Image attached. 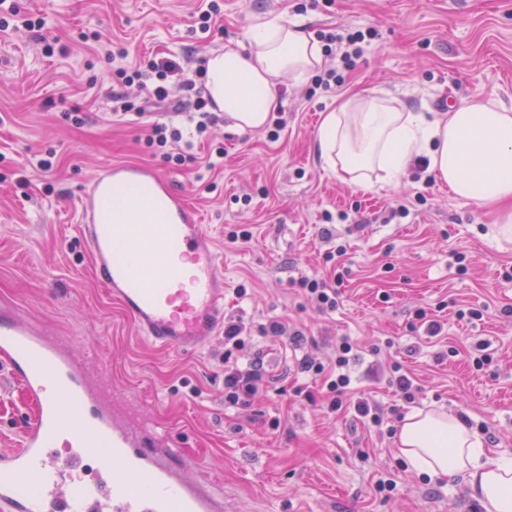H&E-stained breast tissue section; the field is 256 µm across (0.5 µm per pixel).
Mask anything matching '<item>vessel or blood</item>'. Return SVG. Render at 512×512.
Returning a JSON list of instances; mask_svg holds the SVG:
<instances>
[{
	"instance_id": "b4317fda",
	"label": "vessel or blood",
	"mask_w": 512,
	"mask_h": 512,
	"mask_svg": "<svg viewBox=\"0 0 512 512\" xmlns=\"http://www.w3.org/2000/svg\"><path fill=\"white\" fill-rule=\"evenodd\" d=\"M139 182L161 201L156 221L113 223L119 188ZM79 231L96 279L138 334L177 352L204 348L224 326V271L197 211L157 172L113 165L80 201ZM0 365L32 406L17 447L0 452V512H228L167 431L91 387L102 364L77 360L44 329L0 315Z\"/></svg>"
}]
</instances>
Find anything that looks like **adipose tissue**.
<instances>
[{"mask_svg": "<svg viewBox=\"0 0 512 512\" xmlns=\"http://www.w3.org/2000/svg\"><path fill=\"white\" fill-rule=\"evenodd\" d=\"M248 52L228 48L206 64V88L239 130L264 127L283 79L307 80L323 64L319 42L297 21L254 24ZM326 164L347 183L394 184L415 157L456 199L487 208L512 201V109L495 99L460 100L445 114L413 112L391 93L344 95L318 138ZM398 452L409 471L467 479L487 512H512V456L488 458L478 432L444 411L408 414Z\"/></svg>", "mask_w": 512, "mask_h": 512, "instance_id": "1", "label": "adipose tissue"}]
</instances>
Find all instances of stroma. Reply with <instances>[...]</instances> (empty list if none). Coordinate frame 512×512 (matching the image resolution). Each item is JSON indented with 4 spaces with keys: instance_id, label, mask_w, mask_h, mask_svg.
I'll return each instance as SVG.
<instances>
[{
    "instance_id": "1",
    "label": "stroma",
    "mask_w": 512,
    "mask_h": 512,
    "mask_svg": "<svg viewBox=\"0 0 512 512\" xmlns=\"http://www.w3.org/2000/svg\"><path fill=\"white\" fill-rule=\"evenodd\" d=\"M463 2L457 11L448 0H223L206 34L193 23L202 0H18L42 26L0 30V309L62 337L74 358L97 352L103 380L178 438L236 512H470L477 500L462 477L433 481L399 457L394 431L414 406L486 426L488 454L512 455V279L502 276L512 267V234L499 233L496 213L416 169L364 190L315 149L322 121L349 91L390 92L414 112H445L474 96L512 107V0ZM265 16L303 21L315 35L372 28L377 36L336 92L310 79L281 84L287 125L278 140L226 119L180 166L144 145L153 122L180 124L177 111L136 122L114 114L112 62L85 41L98 32L126 47L130 61L193 69L215 51L247 49L250 27ZM48 42L51 57L41 53ZM70 112L83 124L67 120ZM212 145L227 153L211 171ZM50 149L56 165L46 174L35 158ZM108 165L159 171L198 211L223 260L225 313L256 326L283 319L303 332L296 349L253 336L248 355L267 364L249 406L224 403L223 336L194 353L155 347L96 281L78 198ZM240 229L250 240H230ZM339 245L344 255L326 261ZM337 272L335 311H319L296 286ZM457 302L481 309L482 320L458 319ZM420 310L443 322V335L426 336ZM335 336L355 343V387L379 407L383 428L347 408L327 413L319 382L300 372L302 356L326 354ZM480 344L493 361L478 371L469 355ZM376 346L418 385L414 404L368 375ZM440 351L447 359L436 360ZM31 414L0 369V450L15 447ZM382 477L396 482L386 498L375 491Z\"/></svg>"
}]
</instances>
